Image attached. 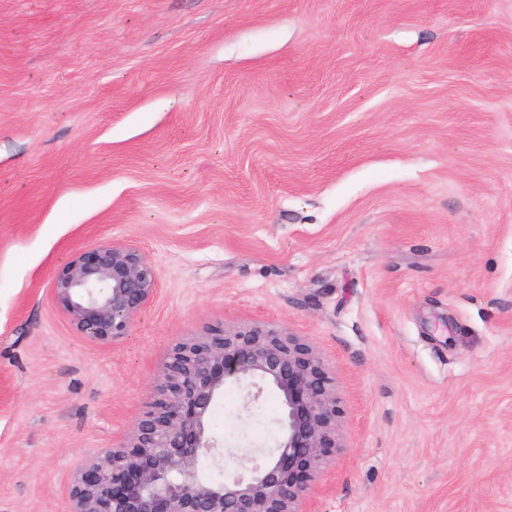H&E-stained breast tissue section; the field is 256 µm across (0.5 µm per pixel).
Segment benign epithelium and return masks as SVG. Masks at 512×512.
Instances as JSON below:
<instances>
[{"instance_id":"obj_1","label":"benign epithelium","mask_w":512,"mask_h":512,"mask_svg":"<svg viewBox=\"0 0 512 512\" xmlns=\"http://www.w3.org/2000/svg\"><path fill=\"white\" fill-rule=\"evenodd\" d=\"M159 285L153 262L129 243L103 241L72 254L50 297L76 335L97 344L127 336ZM276 392L282 405L275 447L224 454L210 413L229 385ZM149 410L118 447L76 470L70 512H304L324 451L340 448L336 394L317 353L285 329L224 328L176 346L150 385ZM231 477L214 481L202 459Z\"/></svg>"}]
</instances>
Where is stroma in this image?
Returning <instances> with one entry per match:
<instances>
[{
  "instance_id": "stroma-1",
  "label": "stroma",
  "mask_w": 512,
  "mask_h": 512,
  "mask_svg": "<svg viewBox=\"0 0 512 512\" xmlns=\"http://www.w3.org/2000/svg\"><path fill=\"white\" fill-rule=\"evenodd\" d=\"M102 241L160 276L113 347L48 292ZM251 325L336 386L309 512H512V0H0V512H69L174 345Z\"/></svg>"
}]
</instances>
